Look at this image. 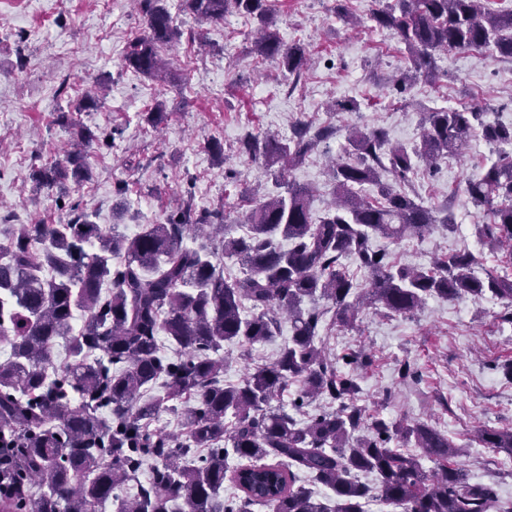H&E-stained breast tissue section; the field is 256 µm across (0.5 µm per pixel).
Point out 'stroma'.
I'll list each match as a JSON object with an SVG mask.
<instances>
[{
	"instance_id": "obj_1",
	"label": "stroma",
	"mask_w": 512,
	"mask_h": 512,
	"mask_svg": "<svg viewBox=\"0 0 512 512\" xmlns=\"http://www.w3.org/2000/svg\"><path fill=\"white\" fill-rule=\"evenodd\" d=\"M273 4L284 43L306 47L299 76L251 54L257 23L235 13L201 22L181 0H168L182 38L162 49L163 72L146 77L121 67L128 40L145 29L136 0H0V236L18 224L70 219V211L56 205V189L36 187L30 178L34 168L61 159L76 143L72 128L59 121L64 114L93 131L117 133L114 147L88 148L93 177L70 192L93 221L113 224L115 188L123 182L126 233L162 222L190 192L197 207L223 204L231 237L244 233L247 196L276 191L261 162L239 153L246 135L286 139L300 122L331 129L285 174L313 188L312 212L320 216L334 198L328 161L344 154L345 126H380L392 141L411 146L426 109L466 106L512 123V60L481 48L439 53L438 79L418 80L403 100L390 80L410 60L404 45L372 21L379 0ZM93 86L101 90L97 107L75 111ZM346 101L357 102V111H333V103ZM158 103L165 117L153 128L143 115ZM215 139L224 146L220 161L207 149ZM497 158L495 146L474 136L437 168L417 164L411 189L426 206L447 205L455 231L396 241L377 237L374 245L423 268L465 249L478 260L477 276L498 270V253L477 233L486 212L464 191L466 180ZM505 310L490 296L431 297L414 314L388 316L366 301L353 326L326 324L320 337L329 354L368 355V363L346 368L360 386L356 403L367 416L437 429L459 448L458 461L472 479L494 484L501 502L512 506V470L499 465L506 451L475 439L483 427L512 428V379L499 370L512 361V325L500 320ZM289 335L285 324L270 341L225 345L219 353L225 382L271 362ZM404 363L413 377L401 378Z\"/></svg>"
}]
</instances>
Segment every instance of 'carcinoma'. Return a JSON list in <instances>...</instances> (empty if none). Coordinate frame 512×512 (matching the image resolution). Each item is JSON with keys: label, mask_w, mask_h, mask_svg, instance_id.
<instances>
[{"label": "carcinoma", "mask_w": 512, "mask_h": 512, "mask_svg": "<svg viewBox=\"0 0 512 512\" xmlns=\"http://www.w3.org/2000/svg\"><path fill=\"white\" fill-rule=\"evenodd\" d=\"M146 30L128 43L122 66L154 77L159 49L180 41L181 30L167 0H137ZM199 20L220 21L236 12L256 19L262 32L252 52L279 61L297 75L306 63L300 42L284 45L272 29L270 0H182ZM376 26L403 43L415 73L405 72L403 94L415 74L436 78L435 53L490 47L512 58V11L492 13L483 0H380ZM498 147V161L466 182L465 191L486 208L479 236L501 253L506 273L475 275L476 256L459 251L432 266L399 264L372 237L399 240L455 227L406 190L414 160L427 166L459 151L474 131ZM329 129L299 124L294 138H248L240 150L262 159L266 172L283 178L285 164L299 161L327 138ZM78 149L37 167L38 187L81 184L91 179L83 145H108L84 127ZM346 158L333 161V209L318 218L311 190L288 183L284 195L247 198L246 233L226 236L224 205L196 209L187 196L159 224L134 235L106 229L78 212L64 224H21L0 242V512H367L373 498L402 512H512L493 484L472 480L456 465L457 448L425 424L401 428L367 421L353 402L356 380L337 370L318 346L326 311L303 307L307 300L331 304V324L354 322L360 299L389 314H410L429 297L480 300L491 294L512 307V124L487 122L483 113L441 108L425 113L420 143L409 150L393 144L380 128L347 136ZM376 188L365 199L360 190ZM212 228L210 237L188 247V234ZM350 257L369 274L358 296L341 265ZM234 259L243 277L224 276ZM81 315L82 325L73 320ZM288 317L291 337L277 358L254 368L238 383H224V362L212 355L224 344L265 341ZM65 341L68 361L55 363ZM175 347L163 353L162 341ZM301 383L292 401L300 411L314 398L337 407L319 410L300 423L272 400ZM185 405L182 434L150 426L173 403ZM486 448L512 450L511 428H484ZM414 443L411 454L391 443ZM432 463L425 470L420 458ZM236 460L230 465L229 460ZM152 464L148 485L134 496L126 487ZM310 475L330 490L329 507L299 483ZM373 473L376 486L358 480ZM241 495L226 497L224 479Z\"/></svg>", "instance_id": "obj_1"}]
</instances>
